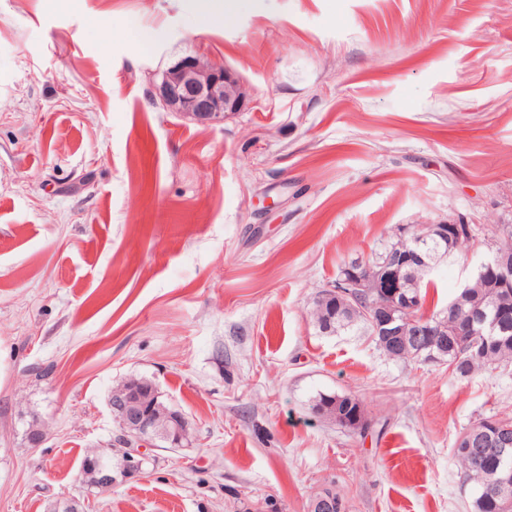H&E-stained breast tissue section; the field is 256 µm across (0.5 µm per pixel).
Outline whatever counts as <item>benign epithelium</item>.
Masks as SVG:
<instances>
[{
	"label": "benign epithelium",
	"mask_w": 512,
	"mask_h": 512,
	"mask_svg": "<svg viewBox=\"0 0 512 512\" xmlns=\"http://www.w3.org/2000/svg\"><path fill=\"white\" fill-rule=\"evenodd\" d=\"M163 108L200 123L211 122L240 111L246 89L240 76L222 63L207 62L194 55L183 57L162 73L157 85ZM426 253L420 249L399 254L380 271L370 269L351 271V279L343 282L352 299L356 288L376 294L373 316L369 317L375 334L399 339L406 349L418 347L425 336H439L441 332L426 325L427 318L416 313V299L404 292L403 268L414 263L424 267ZM487 269L500 288H512V251L495 252ZM108 406L118 423V443L126 447L122 473L125 476L141 471V452L130 447L137 442L159 440L165 445L181 448L188 440V424L184 417L174 413L155 387L129 383L115 388L108 397ZM83 474L88 486L100 492L112 489V448L94 450L84 458ZM313 512H336L334 492L315 495L311 502Z\"/></svg>",
	"instance_id": "1"
}]
</instances>
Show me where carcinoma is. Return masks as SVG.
<instances>
[{
	"label": "carcinoma",
	"mask_w": 512,
	"mask_h": 512,
	"mask_svg": "<svg viewBox=\"0 0 512 512\" xmlns=\"http://www.w3.org/2000/svg\"><path fill=\"white\" fill-rule=\"evenodd\" d=\"M463 236L460 238H439L430 242V255L436 259L446 256L462 247L467 246L477 237L479 228L474 224L461 225ZM423 233V230L411 226V234L403 237L400 231L390 236L382 251L368 259V263L375 268L383 267L386 259L394 250H407L413 247L414 239ZM429 270H417L416 277L408 279L406 289L419 294L421 300H426L425 278ZM489 273L479 267L467 286L448 302V306L433 313L430 321L437 326L448 329L449 322L453 320L456 310L466 312L473 310L482 312L489 318H495L503 323V331L497 335L489 334L478 325L471 326L469 335L457 340L448 337V353L444 359L448 363H456L451 369L452 375L466 379L478 371H494L502 366L512 364V288H493L488 280ZM373 298L366 297L355 302L354 305L338 304L324 307L313 304L312 314L319 330L323 333H332L338 329L361 324L367 330H372L368 322L365 309L366 304ZM376 345L391 359L396 361H423V357L403 350H391L380 342L379 337H373ZM341 413L349 420L365 419V410L362 402L350 395L340 410L329 411L328 419L336 420V413ZM492 418L480 420L468 429L473 437H485L494 433L489 426ZM512 427V418H498L494 420ZM454 454L460 466L461 479L476 485L475 496L471 502L472 512H512V447L503 452L497 448L486 449L482 463H477L471 452L459 441ZM509 478V485L498 493H493V487L498 484V478Z\"/></svg>",
	"instance_id": "1"
}]
</instances>
